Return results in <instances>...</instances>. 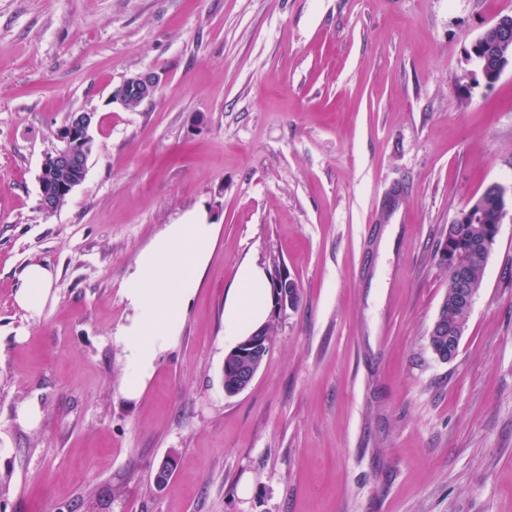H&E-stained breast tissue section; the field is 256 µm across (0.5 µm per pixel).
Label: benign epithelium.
<instances>
[{
  "mask_svg": "<svg viewBox=\"0 0 512 512\" xmlns=\"http://www.w3.org/2000/svg\"><path fill=\"white\" fill-rule=\"evenodd\" d=\"M484 37L474 40L466 53L467 60L474 63L489 84L494 83L502 74L503 68L493 65L482 55L481 44ZM161 78L154 71H146L125 79L112 91V102L122 108L131 110L144 101L152 98L158 90ZM95 123L93 112H73L64 125L56 132L60 146L44 158L38 182L40 187V206L47 213H53L59 208L60 202L71 196L74 189L85 179L87 163L94 150V139L91 134ZM499 204L496 222L482 227L481 237L474 242L483 258H489L493 245L498 237L500 225L507 215L505 190L499 184L488 187ZM481 214V199L466 204L459 212L455 223L470 224ZM458 240L445 237L438 244L437 255L440 262L448 266V271L455 276L457 291L448 302L455 309H472L477 289L470 283L467 274L462 272L455 262ZM270 288L273 302V314L281 316L295 308L298 291L297 281L291 278L283 266L274 268L270 274ZM433 328L437 333H448V359L456 355L454 345L464 335L466 325L456 323L451 329H446L442 323H436ZM263 331L258 329L248 338L239 341L232 352L248 360L257 357L261 350Z\"/></svg>",
  "mask_w": 512,
  "mask_h": 512,
  "instance_id": "obj_1",
  "label": "benign epithelium"
}]
</instances>
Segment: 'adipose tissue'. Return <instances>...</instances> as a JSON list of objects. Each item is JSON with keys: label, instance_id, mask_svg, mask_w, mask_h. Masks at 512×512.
Here are the masks:
<instances>
[{"label": "adipose tissue", "instance_id": "obj_1", "mask_svg": "<svg viewBox=\"0 0 512 512\" xmlns=\"http://www.w3.org/2000/svg\"><path fill=\"white\" fill-rule=\"evenodd\" d=\"M215 225L199 215L168 225L140 253L134 272L124 284L134 315L121 334L129 367L127 392L136 395L154 367L158 354L177 336L185 308L211 254ZM54 275L39 262L26 266L16 293L20 307L40 312ZM270 295L262 273L243 266L227 308V332L246 336L266 318Z\"/></svg>", "mask_w": 512, "mask_h": 512}]
</instances>
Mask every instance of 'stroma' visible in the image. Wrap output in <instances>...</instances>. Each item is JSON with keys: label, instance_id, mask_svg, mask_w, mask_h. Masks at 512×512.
Listing matches in <instances>:
<instances>
[{"label": "stroma", "instance_id": "obj_1", "mask_svg": "<svg viewBox=\"0 0 512 512\" xmlns=\"http://www.w3.org/2000/svg\"><path fill=\"white\" fill-rule=\"evenodd\" d=\"M512 0H0V512H512V218L456 356L435 247L512 193V63L465 50ZM161 77L129 111L113 89ZM95 113L84 181L38 174ZM218 226L176 341L126 394L123 285L167 225ZM50 266L42 311L15 299ZM301 289L241 393L243 264ZM38 412L27 422L20 413ZM177 465L164 488L155 474ZM94 123L95 113L74 112L57 130L60 146L46 155L38 175L40 206L46 213L55 212L60 202L84 181L94 150ZM467 324L457 322L454 327L446 331V327L443 323H435L433 328L437 330V334H443L446 331L445 336H431L429 334V345L430 348L437 350H448V360L455 357L456 352L454 351V345L456 342H460L464 335ZM449 336V337H448Z\"/></svg>", "mask_w": 512, "mask_h": 512}]
</instances>
